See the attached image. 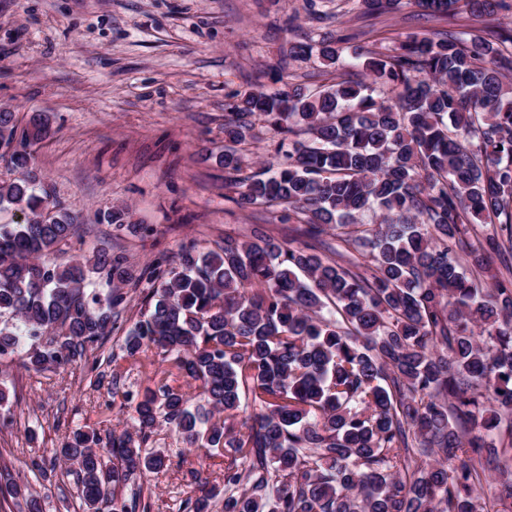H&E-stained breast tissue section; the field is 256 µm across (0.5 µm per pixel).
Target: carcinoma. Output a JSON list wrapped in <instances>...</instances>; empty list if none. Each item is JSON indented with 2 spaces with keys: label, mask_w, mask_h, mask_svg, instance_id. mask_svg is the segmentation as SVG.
I'll use <instances>...</instances> for the list:
<instances>
[{
  "label": "carcinoma",
  "mask_w": 512,
  "mask_h": 512,
  "mask_svg": "<svg viewBox=\"0 0 512 512\" xmlns=\"http://www.w3.org/2000/svg\"><path fill=\"white\" fill-rule=\"evenodd\" d=\"M401 0H354L378 17ZM429 19L489 24L505 0H414ZM324 35L331 70L368 82L250 92L224 113V188L242 209L281 207L297 236L255 224L216 250L183 245L139 268L119 248L61 262L84 216L56 195L26 123L0 111V366L67 369L144 312L112 364H168L153 385L112 381L130 425L78 428L59 449L84 512H147L141 479L166 466L167 429L224 458L223 483L194 474L184 512H509L512 267L484 287L491 253H512V33L425 32L383 53ZM261 123L278 162L243 174L236 146ZM376 215L378 223L363 217ZM96 223L137 233L129 209ZM496 229L462 261L476 224ZM332 231L336 244L322 239ZM328 248L336 258L320 253ZM26 512L41 498L12 480Z\"/></svg>",
  "instance_id": "1"
}]
</instances>
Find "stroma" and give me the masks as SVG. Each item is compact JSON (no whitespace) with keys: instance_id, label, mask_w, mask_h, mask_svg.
Here are the masks:
<instances>
[{"instance_id":"1","label":"stroma","mask_w":512,"mask_h":512,"mask_svg":"<svg viewBox=\"0 0 512 512\" xmlns=\"http://www.w3.org/2000/svg\"><path fill=\"white\" fill-rule=\"evenodd\" d=\"M321 5L328 31L347 35L371 24L386 48L426 27L413 0L370 24L344 0ZM315 27L308 0H0V108L22 121L49 114L40 166L61 200L89 218L75 249L88 256L105 244L143 265L189 242L213 248L254 224L291 237V224L225 197L224 108L249 91L323 83L318 59L280 66L287 42ZM113 205L129 206L131 223L149 235L93 223ZM0 385L8 396L0 413L10 418L0 426V468L30 483L43 512H83L64 467L37 478L28 464L54 456L75 429L126 428L127 415L110 406L111 381L91 384L78 365L17 367ZM151 441L171 464L143 482L150 512H180L194 494L200 454L166 430Z\"/></svg>"}]
</instances>
